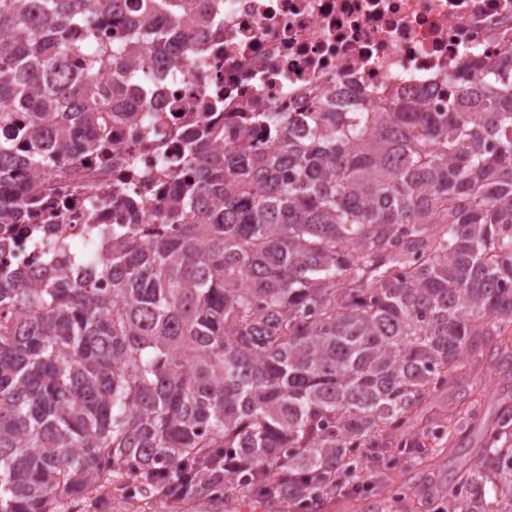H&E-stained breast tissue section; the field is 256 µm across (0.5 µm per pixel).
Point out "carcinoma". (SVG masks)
Returning <instances> with one entry per match:
<instances>
[{"mask_svg":"<svg viewBox=\"0 0 512 512\" xmlns=\"http://www.w3.org/2000/svg\"><path fill=\"white\" fill-rule=\"evenodd\" d=\"M208 2L0 0V248L73 204L58 181L157 219L100 232L112 243L68 272L0 269V512H322L366 501L348 490L364 470L383 478L369 512H391L395 460H430L477 415L434 410L448 372L469 365L464 398L480 374L512 383V49L467 112H245L231 146L175 126L167 196L142 179L129 197L107 123L141 120L137 61H188ZM117 24L127 38L101 42ZM268 129L275 155L253 146ZM450 482L414 494L428 512H512L511 406Z\"/></svg>","mask_w":512,"mask_h":512,"instance_id":"cac0c4a2","label":"carcinoma"}]
</instances>
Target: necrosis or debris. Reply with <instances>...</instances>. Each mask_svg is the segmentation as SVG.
I'll return each mask as SVG.
<instances>
[{
    "label": "necrosis or debris",
    "instance_id": "obj_1",
    "mask_svg": "<svg viewBox=\"0 0 512 512\" xmlns=\"http://www.w3.org/2000/svg\"><path fill=\"white\" fill-rule=\"evenodd\" d=\"M214 7L224 25L198 39L203 59L143 66L145 109L157 135L166 134L172 113L197 116L218 86L228 120L237 112H314L325 94L345 112H386L394 99L444 112L460 68L469 83L482 84L512 46V0H216ZM143 135L140 124L113 130L115 179L134 168L156 173L159 161L144 149ZM110 220L109 209L87 195L63 223L42 225L40 242L17 225L0 249V268L29 271L47 260L70 268L69 255H48L46 243L95 246L91 223Z\"/></svg>",
    "mask_w": 512,
    "mask_h": 512
}]
</instances>
